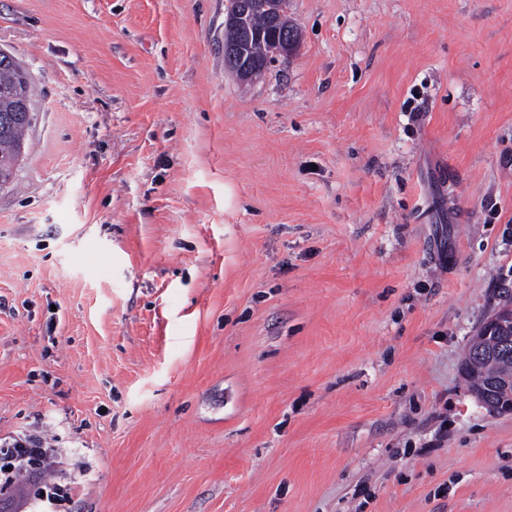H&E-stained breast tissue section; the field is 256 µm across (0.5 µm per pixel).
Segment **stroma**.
I'll return each instance as SVG.
<instances>
[{"label":"stroma","instance_id":"stroma-1","mask_svg":"<svg viewBox=\"0 0 512 512\" xmlns=\"http://www.w3.org/2000/svg\"><path fill=\"white\" fill-rule=\"evenodd\" d=\"M0 0V448L58 512H512L462 361L512 301V0ZM240 1V0H237ZM237 1H232L231 8L228 12L225 25L226 32L224 36V45L230 42H240L246 46L247 58H251L255 63L253 70L251 69L250 61L244 63L243 50L241 55L237 45L229 44L224 47L226 59L230 62V69L234 71L237 78L241 81H249L257 79L262 75L265 67L268 64L269 48L272 46L273 39L278 36L281 37L284 32L292 36L293 40L298 39V30L288 20V15L283 14L287 10V0H252L246 5L240 6ZM250 10H257L263 12L270 17H277V21L273 23L266 15L262 13H253L249 17V26L252 29V37L249 39L238 29L245 28L246 16ZM262 34V37L255 34ZM295 44L288 43V37L283 36L281 39L276 40L272 46V53L269 55L271 58L278 56H288L294 50ZM252 70V72H251ZM15 68L20 75L31 104V85L16 58ZM10 61L0 58V179L7 182L18 162L24 144L25 133L30 126L20 105V85L17 72ZM24 444L16 448H0V483L14 484L21 473L20 464L26 461L31 468H42L45 461L44 448H25ZM3 476V478H2Z\"/></svg>","mask_w":512,"mask_h":512}]
</instances>
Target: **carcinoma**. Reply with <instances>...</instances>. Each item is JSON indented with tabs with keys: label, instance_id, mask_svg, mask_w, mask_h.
I'll return each instance as SVG.
<instances>
[{
	"label": "carcinoma",
	"instance_id": "cac0c4a2",
	"mask_svg": "<svg viewBox=\"0 0 512 512\" xmlns=\"http://www.w3.org/2000/svg\"><path fill=\"white\" fill-rule=\"evenodd\" d=\"M249 26L254 36L248 38L238 29L226 28L224 43L240 42L246 46L247 57L255 62L252 78L262 75L268 64L269 48L275 37L283 34L298 39V30L288 20V15L271 21L262 13L249 17ZM20 85L17 72L11 62L0 58V179L8 181L12 169L18 162L24 144L25 133L30 126L20 105ZM508 358L487 357L477 364L471 376L474 386H483L512 371V344L505 347Z\"/></svg>",
	"mask_w": 512,
	"mask_h": 512
}]
</instances>
